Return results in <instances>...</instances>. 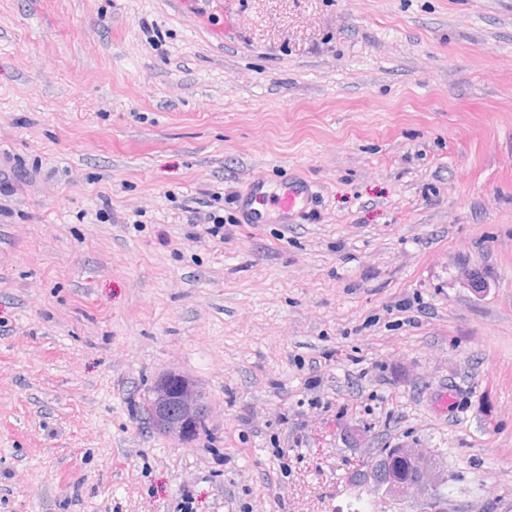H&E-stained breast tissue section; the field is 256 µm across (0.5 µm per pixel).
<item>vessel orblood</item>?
<instances>
[{"label":"vessel or blood","instance_id":"b4317fda","mask_svg":"<svg viewBox=\"0 0 512 512\" xmlns=\"http://www.w3.org/2000/svg\"><path fill=\"white\" fill-rule=\"evenodd\" d=\"M312 187L302 178L272 185L255 177L239 199L240 220L245 224H292L309 214Z\"/></svg>","mask_w":512,"mask_h":512}]
</instances>
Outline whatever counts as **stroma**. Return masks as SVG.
<instances>
[{
  "label": "stroma",
  "mask_w": 512,
  "mask_h": 512,
  "mask_svg": "<svg viewBox=\"0 0 512 512\" xmlns=\"http://www.w3.org/2000/svg\"><path fill=\"white\" fill-rule=\"evenodd\" d=\"M401 444L512 512V0H0V512H416ZM312 203V186L305 179L274 186L264 176H257L239 199L240 220L242 224H295L310 213ZM169 373L157 376L147 404V419L158 433L177 444H188L192 437L191 428L207 419V404L198 384L186 377L178 394L167 386ZM388 453L392 456V466L388 473L384 462L380 461L374 471L368 468L367 479L362 469H357L353 478L359 483L366 480L371 490L386 500H412L419 512H446L447 503L440 488L447 483L448 475L437 456L425 448L408 446L390 448ZM371 473L376 480H381L385 474L386 479L376 484Z\"/></svg>",
  "instance_id": "stroma-1"
}]
</instances>
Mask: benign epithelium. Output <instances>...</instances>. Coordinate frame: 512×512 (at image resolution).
Wrapping results in <instances>:
<instances>
[{"label":"benign epithelium","mask_w":512,"mask_h":512,"mask_svg":"<svg viewBox=\"0 0 512 512\" xmlns=\"http://www.w3.org/2000/svg\"><path fill=\"white\" fill-rule=\"evenodd\" d=\"M147 419L158 433L180 445L189 443L191 428L207 419V404L198 384L187 377L182 390L173 394L167 386V375L157 376L150 390ZM388 453L392 466L386 479L379 484L370 476L366 479L371 490L389 501L412 500L418 512H447L440 488L447 483L448 475L437 456L425 448L406 446L391 448Z\"/></svg>","instance_id":"benign-epithelium-1"}]
</instances>
